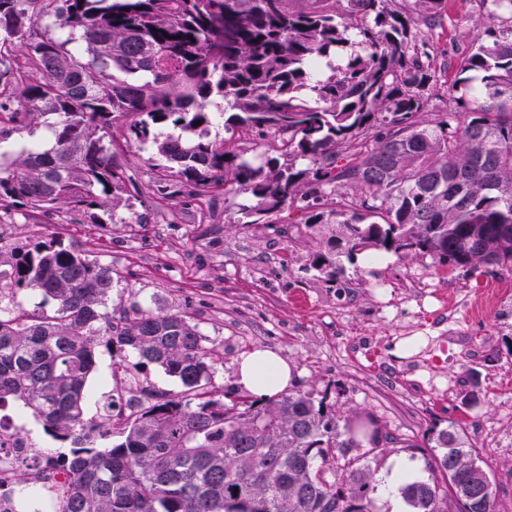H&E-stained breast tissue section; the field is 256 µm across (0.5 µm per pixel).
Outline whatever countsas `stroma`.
<instances>
[{"instance_id": "obj_1", "label": "stroma", "mask_w": 512, "mask_h": 512, "mask_svg": "<svg viewBox=\"0 0 512 512\" xmlns=\"http://www.w3.org/2000/svg\"><path fill=\"white\" fill-rule=\"evenodd\" d=\"M487 13L486 0H445L431 27L412 30L431 65L422 119L455 109L448 88L457 58ZM115 160L139 186L119 206L34 219L0 208V237L20 246L55 237L120 271L112 304L191 308L223 358L213 379L221 401L237 391L242 354L265 349L286 360L292 388L374 417L396 436L380 473L407 460L427 478L423 454L403 442L465 423L469 442L493 466L502 512H512V270L472 275L434 256L383 251L375 262L341 258L343 271L331 280L312 267L313 242L296 210L277 224L248 226L224 201L211 207L156 195L152 146L126 147ZM418 379L433 392L416 394Z\"/></svg>"}]
</instances>
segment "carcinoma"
Masks as SVG:
<instances>
[{"label":"carcinoma","mask_w":512,"mask_h":512,"mask_svg":"<svg viewBox=\"0 0 512 512\" xmlns=\"http://www.w3.org/2000/svg\"><path fill=\"white\" fill-rule=\"evenodd\" d=\"M0 0V139L58 116L51 148L0 163V206L80 212L122 200L132 177L112 161L107 131L152 142L163 197L247 194L248 224L292 208L329 236L314 268L336 276L348 256L429 254L480 272L512 269V0H490L496 23L460 58L449 91L458 109L426 123L429 62L411 28L443 0ZM67 33L37 36L45 17ZM219 97L249 149L209 138ZM377 130L374 144L365 138ZM303 164H298V161ZM0 412L28 411L61 452L65 488L54 512H377L379 457L394 438L373 418L355 427L336 406L290 390L213 398L222 356L196 316L117 306L101 311L122 276L55 238L0 241ZM26 290L52 313L15 301ZM133 353L184 387L182 397L137 384L85 417L98 349ZM116 436L109 448L95 438ZM429 477L400 494L410 512H501L493 466L451 422L423 444Z\"/></svg>","instance_id":"obj_1"}]
</instances>
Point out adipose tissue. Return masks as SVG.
I'll list each match as a JSON object with an SVG mask.
<instances>
[{
	"label": "adipose tissue",
	"instance_id": "adipose-tissue-1",
	"mask_svg": "<svg viewBox=\"0 0 512 512\" xmlns=\"http://www.w3.org/2000/svg\"><path fill=\"white\" fill-rule=\"evenodd\" d=\"M292 369L286 361L267 350H256L238 359L235 383L239 389L271 397L286 390Z\"/></svg>",
	"mask_w": 512,
	"mask_h": 512
}]
</instances>
